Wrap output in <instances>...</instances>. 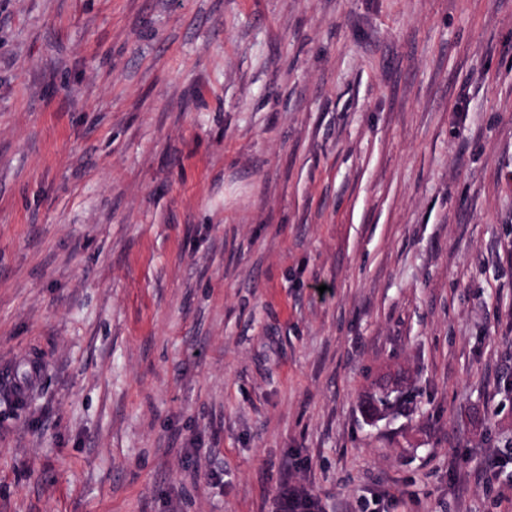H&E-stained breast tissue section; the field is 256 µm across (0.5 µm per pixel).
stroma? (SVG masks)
I'll return each instance as SVG.
<instances>
[{
    "label": "stroma",
    "mask_w": 512,
    "mask_h": 512,
    "mask_svg": "<svg viewBox=\"0 0 512 512\" xmlns=\"http://www.w3.org/2000/svg\"><path fill=\"white\" fill-rule=\"evenodd\" d=\"M287 485L512 512V0H0V512Z\"/></svg>",
    "instance_id": "1"
}]
</instances>
